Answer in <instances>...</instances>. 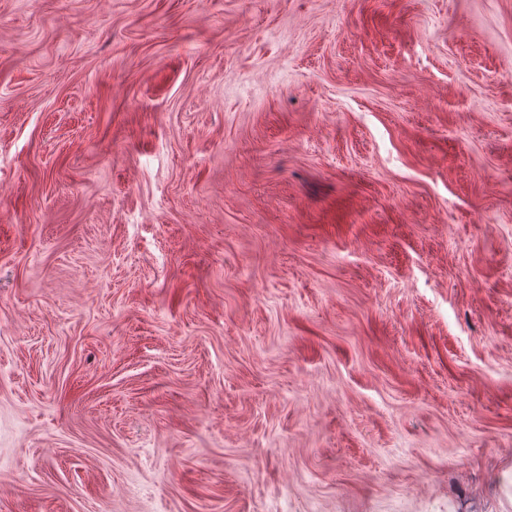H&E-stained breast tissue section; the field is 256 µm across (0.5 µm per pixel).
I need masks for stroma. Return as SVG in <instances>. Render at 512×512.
<instances>
[{
    "mask_svg": "<svg viewBox=\"0 0 512 512\" xmlns=\"http://www.w3.org/2000/svg\"><path fill=\"white\" fill-rule=\"evenodd\" d=\"M0 512H512V0H0Z\"/></svg>",
    "mask_w": 512,
    "mask_h": 512,
    "instance_id": "1",
    "label": "stroma"
}]
</instances>
